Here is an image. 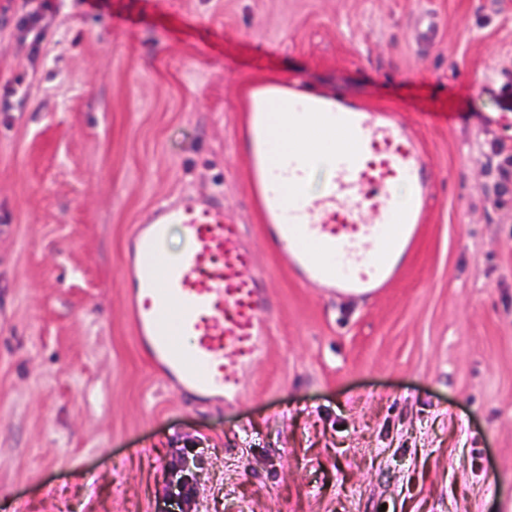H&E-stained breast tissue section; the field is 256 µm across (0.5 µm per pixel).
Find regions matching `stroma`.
<instances>
[{"label":"stroma","instance_id":"stroma-1","mask_svg":"<svg viewBox=\"0 0 512 512\" xmlns=\"http://www.w3.org/2000/svg\"><path fill=\"white\" fill-rule=\"evenodd\" d=\"M0 0V512H512V0ZM283 79L398 108L433 196L373 297L295 279L261 234L245 102ZM220 194L275 309L244 396L138 350L124 246ZM488 166L489 168H495L497 172V180L494 184V201L497 205H503L506 202V197L509 193L511 195L512 192V189H509V184L512 186L511 157H506L502 162H498L496 165L489 159Z\"/></svg>","mask_w":512,"mask_h":512}]
</instances>
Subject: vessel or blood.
Masks as SVG:
<instances>
[{"instance_id": "b4317fda", "label": "vessel or blood", "mask_w": 512, "mask_h": 512, "mask_svg": "<svg viewBox=\"0 0 512 512\" xmlns=\"http://www.w3.org/2000/svg\"><path fill=\"white\" fill-rule=\"evenodd\" d=\"M271 104L254 105L239 140L265 214L264 239L287 250L302 283L330 294L370 296L403 270L432 193L428 165L395 112H367L342 96L314 102L311 132L349 134L339 150L296 156L280 148ZM378 221L364 223V209ZM185 250L167 255L171 230ZM125 286L135 340L153 369L201 399L237 400L241 374L265 353L273 302L240 224L215 198L158 206L128 239Z\"/></svg>"}]
</instances>
